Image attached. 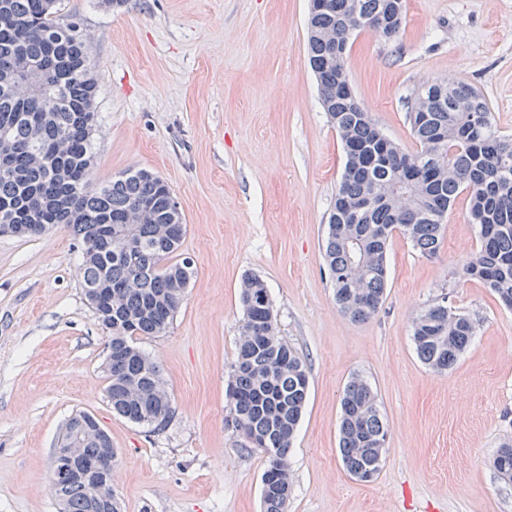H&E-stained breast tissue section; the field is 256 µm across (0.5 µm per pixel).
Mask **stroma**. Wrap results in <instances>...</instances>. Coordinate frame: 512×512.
<instances>
[{
	"label": "stroma",
	"instance_id": "35a3bbf8",
	"mask_svg": "<svg viewBox=\"0 0 512 512\" xmlns=\"http://www.w3.org/2000/svg\"><path fill=\"white\" fill-rule=\"evenodd\" d=\"M308 0H64L98 82L93 185L145 168L185 218L195 276L167 333L141 348L159 365L173 415L153 431L113 414L105 333L62 228L0 235V512H59L50 492L67 421L94 415L117 450L124 512H261L264 455L226 420L245 274L265 282L280 337L306 357L309 394L288 457V512H512L493 459L512 436V310L453 280L476 229L459 197L436 256L394 235L386 299L353 322L321 259L344 170L307 60ZM358 101L404 150L414 91L464 80L512 134V0H406L390 40L366 30L346 55ZM447 296L476 334L448 372L418 359L412 321ZM389 425L376 478L344 468L340 400L352 375Z\"/></svg>",
	"mask_w": 512,
	"mask_h": 512
}]
</instances>
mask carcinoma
<instances>
[{
	"mask_svg": "<svg viewBox=\"0 0 512 512\" xmlns=\"http://www.w3.org/2000/svg\"><path fill=\"white\" fill-rule=\"evenodd\" d=\"M63 0H0V226L27 225V236L69 230L82 250L81 286L108 336L106 396L116 414L160 429L172 417L171 396L157 363L137 346L140 337L166 334L195 270L171 263L185 235V219L159 176L129 170L108 185L91 181L97 129V80L84 36L62 22ZM405 0H310L308 62L324 112L345 153L344 171L329 215L322 258L336 305L354 322L384 302L387 252L400 232L420 253L439 250L443 222L462 194L477 249L456 275L487 288L512 309V135L493 123L483 96L466 82L421 85L406 118L417 148L406 152L372 123L356 99L345 58L351 37L369 29L395 37ZM104 286L112 299L96 304ZM244 312L237 357L227 383L229 421L250 449L265 455L263 512H287L292 474L288 450L307 401L306 359L279 336L264 281L243 278ZM476 333L466 314L432 303L413 319L419 359L445 373ZM388 424L377 393L360 375L341 398L339 449L358 480L382 468ZM62 447L82 448L81 461L111 447L91 430V415L66 424ZM106 477L53 486L61 512H122L121 498L105 499Z\"/></svg>",
	"mask_w": 512,
	"mask_h": 512,
	"instance_id": "cac0c4a2",
	"label": "carcinoma"
}]
</instances>
